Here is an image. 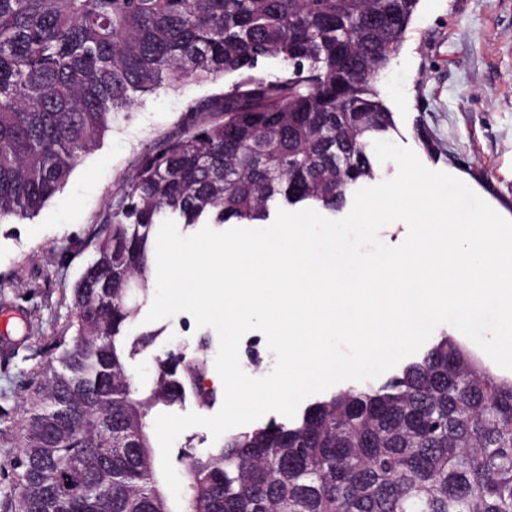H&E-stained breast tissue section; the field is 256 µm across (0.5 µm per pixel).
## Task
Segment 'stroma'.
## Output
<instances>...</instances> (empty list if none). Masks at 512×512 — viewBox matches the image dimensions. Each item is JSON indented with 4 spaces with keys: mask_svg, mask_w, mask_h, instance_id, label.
<instances>
[{
    "mask_svg": "<svg viewBox=\"0 0 512 512\" xmlns=\"http://www.w3.org/2000/svg\"><path fill=\"white\" fill-rule=\"evenodd\" d=\"M234 81L227 75L142 97L38 214L0 221V301L32 323L23 345L0 358V412L18 413L20 385L52 357V338L71 316L70 288L92 256L94 230L136 158L178 130L190 101L217 97ZM377 88L397 126L390 142L413 149L429 169L458 177L512 219V0H421ZM154 326L159 336L129 363L139 380L150 381L157 357L179 348L206 354L204 384L222 393L215 330L198 327L188 313ZM239 359L255 378L275 364L259 331L242 338Z\"/></svg>",
    "mask_w": 512,
    "mask_h": 512,
    "instance_id": "stroma-1",
    "label": "stroma"
}]
</instances>
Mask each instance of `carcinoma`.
Segmentation results:
<instances>
[{
  "label": "carcinoma",
  "instance_id": "carcinoma-1",
  "mask_svg": "<svg viewBox=\"0 0 512 512\" xmlns=\"http://www.w3.org/2000/svg\"><path fill=\"white\" fill-rule=\"evenodd\" d=\"M420 0H0V220L40 212L112 119L146 94L226 74L113 193L70 292L61 350L23 387L14 512H512V378L446 333L379 384L308 404L198 455L167 489L152 413L206 406L205 357L128 360L159 225L260 224L336 209L396 129L376 88ZM276 59L281 74L260 72Z\"/></svg>",
  "mask_w": 512,
  "mask_h": 512
}]
</instances>
